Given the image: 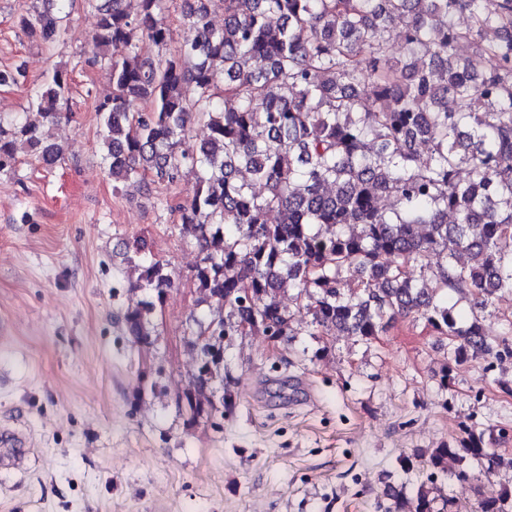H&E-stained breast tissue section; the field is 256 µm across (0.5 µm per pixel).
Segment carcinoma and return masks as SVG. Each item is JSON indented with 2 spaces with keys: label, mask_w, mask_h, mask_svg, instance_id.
Here are the masks:
<instances>
[{
  "label": "carcinoma",
  "mask_w": 512,
  "mask_h": 512,
  "mask_svg": "<svg viewBox=\"0 0 512 512\" xmlns=\"http://www.w3.org/2000/svg\"><path fill=\"white\" fill-rule=\"evenodd\" d=\"M54 2L20 17L47 46L67 33L72 5ZM208 2L186 0L183 42L144 61L134 32L167 45L166 0H137L134 12L126 0H83L97 15L93 62L112 84L95 103L112 179L174 184L187 168L197 174L184 202L156 200L179 212L201 254L194 281L208 312L196 320L199 356L184 393L192 415L232 406L214 387L224 371L218 339L296 335L287 292L314 336L369 344L412 314L447 340L456 363L512 356V321L493 344L481 317L512 294V0L494 12L484 0H224L222 28ZM463 12L464 29L454 23ZM398 22L395 58L388 34ZM462 42L488 65L461 57ZM70 81L55 70L30 97L34 118L9 130L0 122V170L22 149L46 168L58 162L41 128L59 118ZM196 121L208 134L189 145ZM272 212L280 222L269 223ZM173 283L169 264L141 266L135 287L150 299L123 317L135 342L155 341L150 315ZM451 293L468 297V317L448 304ZM450 459L487 473L503 464L468 428L426 463L435 475ZM431 483L411 495L392 488L393 512H440ZM475 512H512V495Z\"/></svg>",
  "instance_id": "carcinoma-1"
}]
</instances>
